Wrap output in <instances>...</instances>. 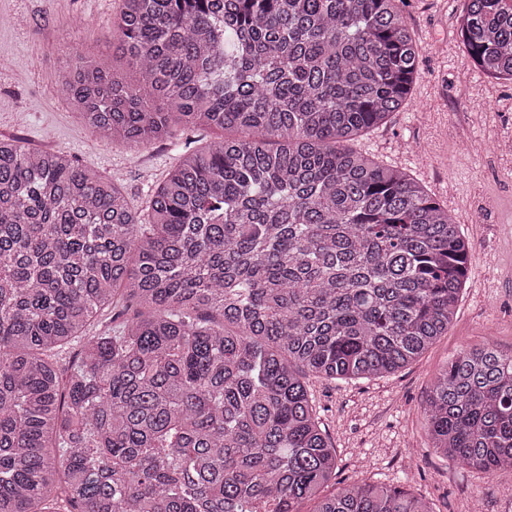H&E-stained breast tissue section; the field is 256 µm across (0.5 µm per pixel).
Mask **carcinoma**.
<instances>
[{
    "mask_svg": "<svg viewBox=\"0 0 512 512\" xmlns=\"http://www.w3.org/2000/svg\"><path fill=\"white\" fill-rule=\"evenodd\" d=\"M405 3L122 0L135 84L66 45L60 91L92 133L224 136L143 211L0 136V512H432L401 487L321 495L337 456L308 389L418 360L471 262L448 210L350 146L411 99ZM458 23L475 68L512 80V0ZM423 414L443 457L512 470V352L461 349Z\"/></svg>",
    "mask_w": 512,
    "mask_h": 512,
    "instance_id": "1",
    "label": "carcinoma"
}]
</instances>
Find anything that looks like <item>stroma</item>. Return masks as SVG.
I'll list each match as a JSON object with an SVG mask.
<instances>
[{"label": "stroma", "instance_id": "obj_1", "mask_svg": "<svg viewBox=\"0 0 512 512\" xmlns=\"http://www.w3.org/2000/svg\"><path fill=\"white\" fill-rule=\"evenodd\" d=\"M121 0H0V136L65 152L113 178L144 209L181 147L139 151L95 137L60 93V52L75 41L111 54ZM462 0H408L424 49L411 100L354 149L410 173L461 224L472 260L445 336L398 372L371 381H309L338 457L339 486L384 483L428 500L434 512H512V472L491 475L447 461L431 446L421 406L438 370L462 347L512 348V82L486 78L461 42Z\"/></svg>", "mask_w": 512, "mask_h": 512}]
</instances>
